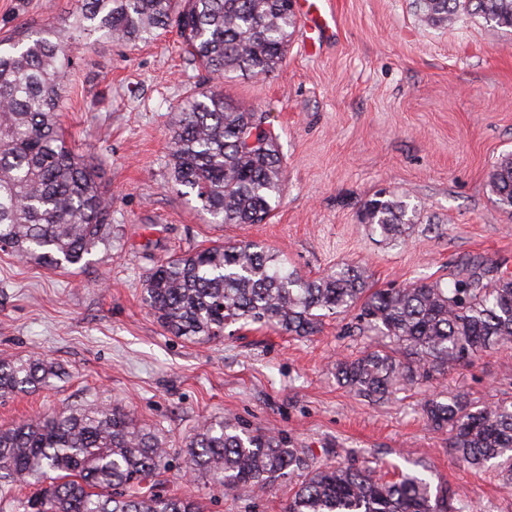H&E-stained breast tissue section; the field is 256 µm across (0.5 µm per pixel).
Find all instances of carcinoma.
<instances>
[{"mask_svg":"<svg viewBox=\"0 0 512 512\" xmlns=\"http://www.w3.org/2000/svg\"><path fill=\"white\" fill-rule=\"evenodd\" d=\"M292 0H75L67 25L24 29L0 47V250L41 267L84 269L106 241L112 198L95 167L65 142L58 116L70 82L69 50L81 41L135 45L177 25L186 53L218 84L231 73L270 76L285 58L296 23ZM421 20L437 25L481 17L512 29V0H416ZM266 119L214 87L193 93L172 113L171 180L201 202L214 224H260L284 187L276 136L247 144ZM489 184L512 213V157ZM420 209L390 191L363 204L360 220L397 241ZM363 266L316 278L288 270L257 244L220 243L165 258L144 280V301L174 336L211 340L231 324L274 326L311 336L321 319L349 315L351 328L376 333L396 348L336 362V378L357 395L383 401L432 374L469 362L492 345L512 344V277L471 270L448 284L418 280L375 289ZM60 370L38 357L0 360V397L52 385ZM437 428H451V452L467 465L490 461L512 476V402L479 409L463 397L424 406ZM194 472L231 493L265 490L303 470L285 512H467L447 491L431 493L422 474L394 481L366 468L318 465L272 433L209 420L185 439ZM169 448L156 430L121 407L51 410L0 428V491L39 486L24 512H204L189 497L159 489Z\"/></svg>","mask_w":512,"mask_h":512,"instance_id":"obj_1","label":"carcinoma"}]
</instances>
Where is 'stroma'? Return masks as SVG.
<instances>
[{
	"label": "stroma",
	"instance_id": "35a3bbf8",
	"mask_svg": "<svg viewBox=\"0 0 512 512\" xmlns=\"http://www.w3.org/2000/svg\"><path fill=\"white\" fill-rule=\"evenodd\" d=\"M331 7L333 40L310 52L294 30L274 74L222 84L226 99L266 113L278 137L285 190L266 224L207 223L172 186L169 116L202 75L177 32L74 48L59 119L112 197L111 245L83 270L0 252V359L37 353L64 370L49 389L0 398V428L53 408L123 407L166 440L167 492L192 495L206 512H284L294 488L284 478L227 497L189 472L183 440L219 417L282 434L321 464L349 461L389 479L421 472L470 512H512L505 476L460 462L449 429H434L422 412L425 400L457 393L480 408L512 402V345L372 403L337 383L334 364L390 341L348 334L343 318H324L307 338L232 326L193 342L167 333L143 301L159 261L221 241L264 244L310 278L362 265L376 288L446 283L468 260L512 275V214L488 186L493 165L512 154V29L480 17L427 25L414 0ZM73 8L74 0H0V39L63 25ZM383 189L421 210L404 241H386L359 219Z\"/></svg>",
	"mask_w": 512,
	"mask_h": 512
}]
</instances>
